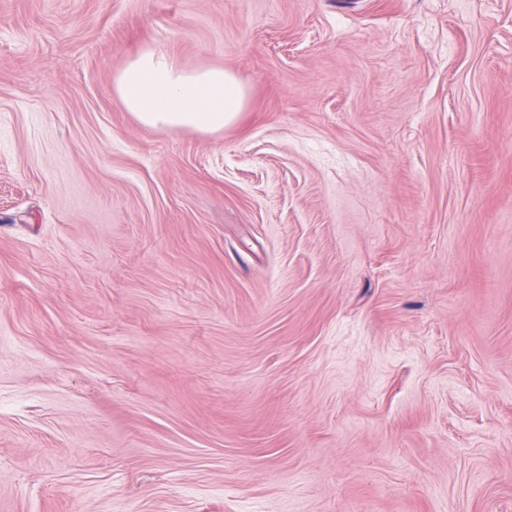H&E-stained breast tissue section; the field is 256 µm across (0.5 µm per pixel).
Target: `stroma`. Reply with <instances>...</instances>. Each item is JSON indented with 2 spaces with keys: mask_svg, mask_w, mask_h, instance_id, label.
Masks as SVG:
<instances>
[{
  "mask_svg": "<svg viewBox=\"0 0 512 512\" xmlns=\"http://www.w3.org/2000/svg\"><path fill=\"white\" fill-rule=\"evenodd\" d=\"M0 512H512V0H0ZM112 93L144 126L204 135L224 131L246 103L243 85L224 67H189L152 48L113 75Z\"/></svg>",
  "mask_w": 512,
  "mask_h": 512,
  "instance_id": "stroma-1",
  "label": "stroma"
}]
</instances>
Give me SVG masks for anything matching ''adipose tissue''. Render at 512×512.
Instances as JSON below:
<instances>
[{"mask_svg":"<svg viewBox=\"0 0 512 512\" xmlns=\"http://www.w3.org/2000/svg\"><path fill=\"white\" fill-rule=\"evenodd\" d=\"M112 93L144 126L204 135L233 124L246 103L243 85L224 67H190L151 48L114 74Z\"/></svg>","mask_w":512,"mask_h":512,"instance_id":"ef3b65f1","label":"adipose tissue"}]
</instances>
